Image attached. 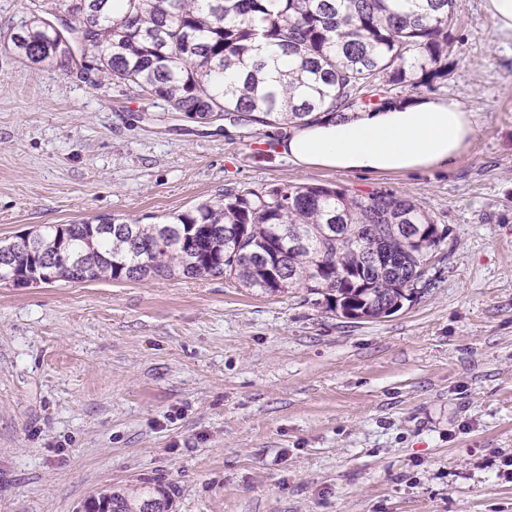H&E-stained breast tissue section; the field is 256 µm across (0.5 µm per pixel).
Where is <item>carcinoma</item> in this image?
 I'll return each instance as SVG.
<instances>
[{
    "mask_svg": "<svg viewBox=\"0 0 512 512\" xmlns=\"http://www.w3.org/2000/svg\"><path fill=\"white\" fill-rule=\"evenodd\" d=\"M8 38L33 62L77 64L202 121L217 113L243 127L291 130L324 116L392 102L397 88L448 75L455 0H30ZM291 56L288 82L266 78L260 46ZM241 70V84L224 71ZM382 226L381 241L366 236ZM446 231L414 201L335 184L226 188L214 202L142 224H48L12 246L0 281L16 285L220 277L278 295L302 288L349 319L389 316L434 287L425 255ZM387 261L370 262L373 249ZM52 262H44V256ZM172 489L136 479L86 512H170Z\"/></svg>",
    "mask_w": 512,
    "mask_h": 512,
    "instance_id": "1",
    "label": "carcinoma"
}]
</instances>
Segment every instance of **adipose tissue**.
Listing matches in <instances>:
<instances>
[{
  "instance_id": "obj_1",
  "label": "adipose tissue",
  "mask_w": 512,
  "mask_h": 512,
  "mask_svg": "<svg viewBox=\"0 0 512 512\" xmlns=\"http://www.w3.org/2000/svg\"><path fill=\"white\" fill-rule=\"evenodd\" d=\"M475 133L471 113L427 98L323 118L293 130L280 149L303 166L411 173L452 162Z\"/></svg>"
}]
</instances>
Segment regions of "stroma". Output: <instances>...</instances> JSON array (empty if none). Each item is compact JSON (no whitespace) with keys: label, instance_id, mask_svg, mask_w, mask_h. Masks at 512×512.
Masks as SVG:
<instances>
[{"label":"stroma","instance_id":"stroma-1","mask_svg":"<svg viewBox=\"0 0 512 512\" xmlns=\"http://www.w3.org/2000/svg\"><path fill=\"white\" fill-rule=\"evenodd\" d=\"M26 2L0 0V238L271 183L385 189L448 237L435 287L376 321L219 277L0 282V512H81L140 477L174 487L171 512H512V35L484 0H457L447 78L397 92L472 113L474 138L380 175L21 60Z\"/></svg>","mask_w":512,"mask_h":512}]
</instances>
